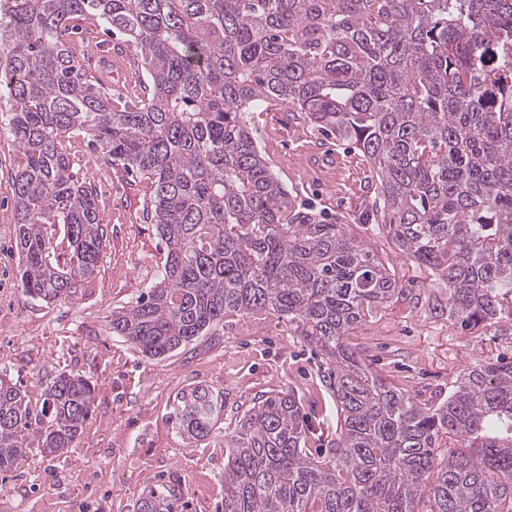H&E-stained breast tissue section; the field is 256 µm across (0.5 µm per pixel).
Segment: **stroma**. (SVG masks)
Instances as JSON below:
<instances>
[{
    "label": "stroma",
    "instance_id": "stroma-1",
    "mask_svg": "<svg viewBox=\"0 0 512 512\" xmlns=\"http://www.w3.org/2000/svg\"><path fill=\"white\" fill-rule=\"evenodd\" d=\"M66 40L84 69L97 70L101 53L111 55L121 75L105 81L114 110L137 101L146 75L123 34L86 24ZM252 131L297 203L344 217L389 260L403 289L346 336L362 363L437 404L468 368L496 357V346L477 344L449 315L445 284L395 254L372 223V174L357 149L290 120L284 105L254 113ZM63 147L72 174L98 193L106 245L94 274L65 300L47 304L23 294L12 182L25 160L1 132L0 369L36 409L57 375L83 374L93 386L92 414L74 448L56 458L32 448L0 472V512H135L151 486L180 495L183 512H222L224 436L267 392L294 393L314 426L309 447L327 449L336 436V402L323 381L324 358L276 316L227 318L215 334L154 359L112 333V310L133 305L165 259V245L146 219L155 186L107 161L81 133L65 137ZM195 387L223 394L224 414L207 439L191 442L175 424L173 405Z\"/></svg>",
    "mask_w": 512,
    "mask_h": 512
}]
</instances>
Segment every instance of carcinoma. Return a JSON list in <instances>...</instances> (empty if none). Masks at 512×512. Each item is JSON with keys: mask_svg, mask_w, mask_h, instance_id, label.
Instances as JSON below:
<instances>
[{"mask_svg": "<svg viewBox=\"0 0 512 512\" xmlns=\"http://www.w3.org/2000/svg\"><path fill=\"white\" fill-rule=\"evenodd\" d=\"M74 21L128 36L149 75L111 108L63 40ZM512 0H0V127L26 165L12 182L20 288L68 298L102 258L98 194L58 139L79 131L147 176L166 245L148 292L112 331L152 357L224 319L274 313L331 366L336 440L307 448L299 401L254 402L224 436V512H512V361L474 364L435 406L364 367L343 337L401 292L388 263L296 204L250 114L294 119L355 145L374 175L371 217L397 253L448 286L470 333L512 344ZM61 374L39 412L0 373V471L29 448H73L92 405ZM221 395L195 387L174 418L210 436ZM150 489L136 512H180Z\"/></svg>", "mask_w": 512, "mask_h": 512, "instance_id": "carcinoma-1", "label": "carcinoma"}]
</instances>
